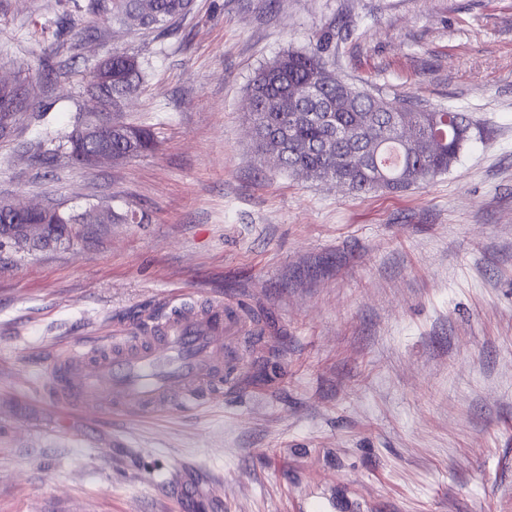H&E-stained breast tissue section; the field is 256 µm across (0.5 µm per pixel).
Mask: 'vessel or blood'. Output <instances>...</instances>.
Here are the masks:
<instances>
[{"label":"vessel or blood","mask_w":512,"mask_h":512,"mask_svg":"<svg viewBox=\"0 0 512 512\" xmlns=\"http://www.w3.org/2000/svg\"><path fill=\"white\" fill-rule=\"evenodd\" d=\"M259 333L256 323L223 300L174 295L149 328L126 327L54 356L48 397L79 413L103 408L141 416L193 409L216 392L238 388L228 349L238 337Z\"/></svg>","instance_id":"b4317fda"}]
</instances>
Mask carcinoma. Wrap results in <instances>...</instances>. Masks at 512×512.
I'll return each instance as SVG.
<instances>
[{
    "instance_id": "obj_1",
    "label": "carcinoma",
    "mask_w": 512,
    "mask_h": 512,
    "mask_svg": "<svg viewBox=\"0 0 512 512\" xmlns=\"http://www.w3.org/2000/svg\"><path fill=\"white\" fill-rule=\"evenodd\" d=\"M120 23L132 19L163 30L192 10V0H107ZM327 34L302 50H287L260 68L248 94L255 152L295 177L339 183L352 192L406 190L450 170L471 139L463 112L422 106L411 97L385 100L340 81L328 83ZM143 77L137 60L112 53V80L101 85L107 107L118 111ZM28 109V98L0 91V113ZM112 143L131 156L156 147L151 130L117 123Z\"/></svg>"
}]
</instances>
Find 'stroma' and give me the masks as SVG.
Instances as JSON below:
<instances>
[{"label": "stroma", "mask_w": 512, "mask_h": 512, "mask_svg": "<svg viewBox=\"0 0 512 512\" xmlns=\"http://www.w3.org/2000/svg\"><path fill=\"white\" fill-rule=\"evenodd\" d=\"M90 2L0 0V79L30 98L0 202L146 220L0 246V512H512V0H193L152 32ZM328 31L337 80L468 114L447 174L354 193L258 162L251 79ZM115 51L145 74L116 118L156 149L50 155ZM174 289L262 315L239 388L162 418L62 414L50 356L159 318Z\"/></svg>", "instance_id": "obj_1"}]
</instances>
